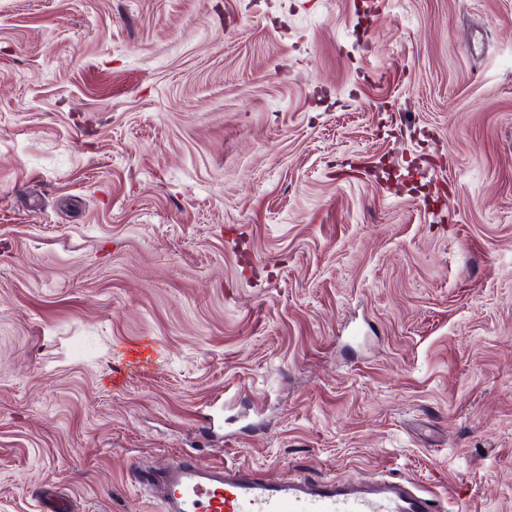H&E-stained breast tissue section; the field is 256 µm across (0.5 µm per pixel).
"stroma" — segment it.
<instances>
[{"mask_svg":"<svg viewBox=\"0 0 512 512\" xmlns=\"http://www.w3.org/2000/svg\"><path fill=\"white\" fill-rule=\"evenodd\" d=\"M178 458L512 512V0H0V512Z\"/></svg>","mask_w":512,"mask_h":512,"instance_id":"obj_1","label":"stroma"}]
</instances>
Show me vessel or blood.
I'll return each mask as SVG.
<instances>
[{
    "instance_id": "1",
    "label": "vessel or blood",
    "mask_w": 512,
    "mask_h": 512,
    "mask_svg": "<svg viewBox=\"0 0 512 512\" xmlns=\"http://www.w3.org/2000/svg\"><path fill=\"white\" fill-rule=\"evenodd\" d=\"M139 485L163 512H436L437 504L431 492L403 478L269 482L239 463L144 471Z\"/></svg>"
}]
</instances>
